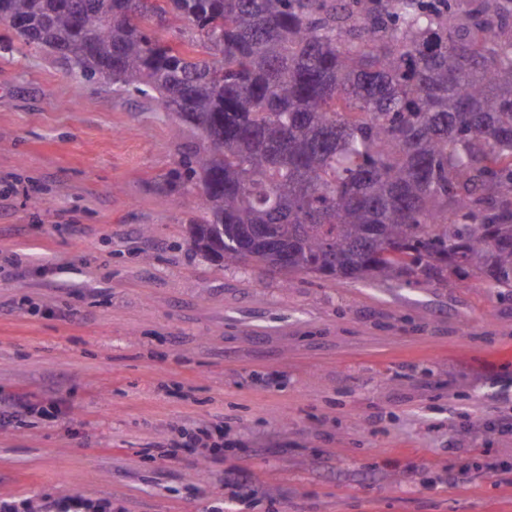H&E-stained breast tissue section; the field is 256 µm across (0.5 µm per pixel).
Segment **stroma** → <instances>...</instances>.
I'll list each match as a JSON object with an SVG mask.
<instances>
[{
  "label": "stroma",
  "instance_id": "stroma-1",
  "mask_svg": "<svg viewBox=\"0 0 512 512\" xmlns=\"http://www.w3.org/2000/svg\"><path fill=\"white\" fill-rule=\"evenodd\" d=\"M0 24V499L112 512H512V300L194 251L196 145ZM224 427L209 463L182 432ZM1 512H112V502L107 499L92 500L73 493L60 498L45 500L38 510L27 498L0 499Z\"/></svg>",
  "mask_w": 512,
  "mask_h": 512
}]
</instances>
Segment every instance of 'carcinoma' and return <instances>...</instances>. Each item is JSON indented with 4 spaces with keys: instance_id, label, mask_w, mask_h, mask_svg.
I'll return each instance as SVG.
<instances>
[{
    "instance_id": "1",
    "label": "carcinoma",
    "mask_w": 512,
    "mask_h": 512,
    "mask_svg": "<svg viewBox=\"0 0 512 512\" xmlns=\"http://www.w3.org/2000/svg\"><path fill=\"white\" fill-rule=\"evenodd\" d=\"M0 0L85 80L159 101L200 144L188 241L224 265L445 280L512 297V0ZM157 21L187 23L178 43Z\"/></svg>"
}]
</instances>
